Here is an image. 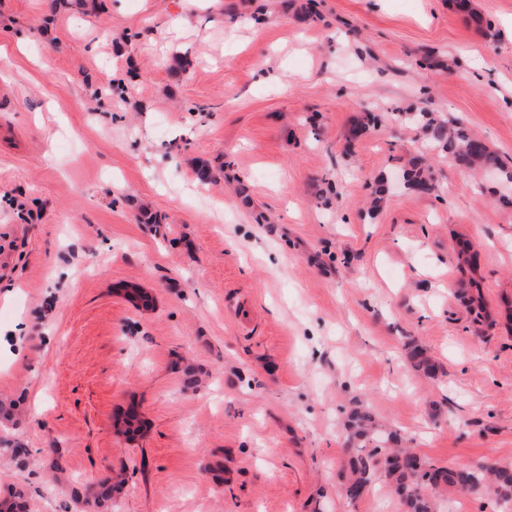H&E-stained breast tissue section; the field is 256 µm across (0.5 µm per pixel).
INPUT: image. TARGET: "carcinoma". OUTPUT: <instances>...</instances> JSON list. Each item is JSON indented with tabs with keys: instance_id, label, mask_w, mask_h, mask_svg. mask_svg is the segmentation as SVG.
I'll return each instance as SVG.
<instances>
[{
	"instance_id": "1",
	"label": "carcinoma",
	"mask_w": 512,
	"mask_h": 512,
	"mask_svg": "<svg viewBox=\"0 0 512 512\" xmlns=\"http://www.w3.org/2000/svg\"><path fill=\"white\" fill-rule=\"evenodd\" d=\"M416 118L424 121L432 140L459 165L468 170H493L512 184V167L462 123L441 119L433 112H420ZM404 182L413 191L433 189L419 170L406 171ZM344 429L348 461L339 474L338 493L348 502L362 499L379 475L393 488L402 512H436L437 499L453 491L468 492L499 505L512 503V465H430L412 449L398 447L397 434L381 429L371 413L359 407L344 413ZM365 448L369 452H363ZM57 482L72 500L84 501L92 512H109L112 496L124 488L125 477L121 472L111 474L88 488L64 476ZM0 512H30L25 492L20 488L8 491L0 498Z\"/></svg>"
}]
</instances>
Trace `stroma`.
Wrapping results in <instances>:
<instances>
[{
	"mask_svg": "<svg viewBox=\"0 0 512 512\" xmlns=\"http://www.w3.org/2000/svg\"><path fill=\"white\" fill-rule=\"evenodd\" d=\"M48 3L0 0V488L79 512L54 448L126 472L112 512H400L336 491L356 403L428 463H512V201L401 118L512 160V0Z\"/></svg>",
	"mask_w": 512,
	"mask_h": 512,
	"instance_id": "obj_1",
	"label": "stroma"
}]
</instances>
